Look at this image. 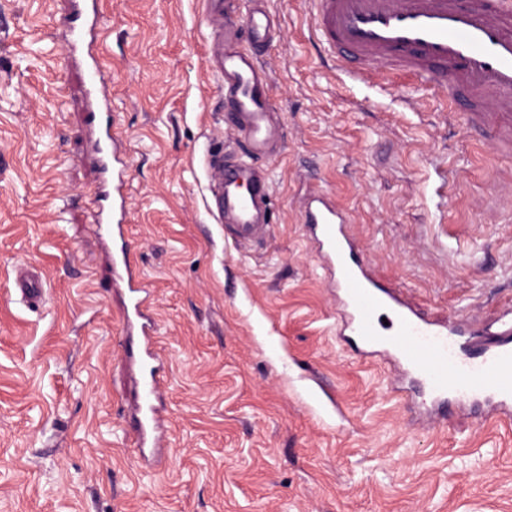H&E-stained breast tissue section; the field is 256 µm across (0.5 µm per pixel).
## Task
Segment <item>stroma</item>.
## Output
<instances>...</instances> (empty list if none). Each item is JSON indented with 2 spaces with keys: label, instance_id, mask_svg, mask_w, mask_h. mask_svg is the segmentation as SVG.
<instances>
[{
  "label": "stroma",
  "instance_id": "1",
  "mask_svg": "<svg viewBox=\"0 0 512 512\" xmlns=\"http://www.w3.org/2000/svg\"><path fill=\"white\" fill-rule=\"evenodd\" d=\"M262 58L284 132L260 158L271 224L241 246L210 214L206 146L243 145L205 68L202 0H100L99 52L129 178L131 262L167 374L161 447L130 444L141 374L128 290L88 217L103 174L84 124L64 0H0V512H512V425L448 400L443 431L403 408L394 366L336 334L299 221L333 194L372 271L475 336L512 297V155L449 119L446 91L348 80L303 0H270ZM20 266L45 300L16 305Z\"/></svg>",
  "mask_w": 512,
  "mask_h": 512
}]
</instances>
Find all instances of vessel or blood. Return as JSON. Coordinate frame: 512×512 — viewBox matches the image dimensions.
<instances>
[{
    "label": "vessel or blood",
    "mask_w": 512,
    "mask_h": 512,
    "mask_svg": "<svg viewBox=\"0 0 512 512\" xmlns=\"http://www.w3.org/2000/svg\"><path fill=\"white\" fill-rule=\"evenodd\" d=\"M64 18L71 47L83 50L89 109L96 131L95 152L101 168L112 171L95 193V224L112 237V266L125 275L131 322L144 339L155 336L147 322L148 285L129 261L126 233V179L121 142L112 132L111 75L92 46L100 36L97 0H72ZM311 37L320 49L346 60L345 75L354 81L381 67L448 89V113L499 154L512 153V0H306ZM274 17L262 0H247L230 35H216L205 63L231 102L230 122L245 144L232 164L223 149L208 150L204 166L210 185L218 186L211 210L236 243L259 244L270 226L267 172L258 158L269 155L282 133L272 120L270 83L257 52L268 46ZM301 224L333 270L332 285L343 306L340 329L357 336L365 348L391 349L415 383L431 392L436 407L449 393L485 403L486 422L512 421V304L486 330L487 345L479 360H469L462 329L426 319L410 307L399 288L377 280L351 233V217L328 192L304 200ZM20 299L38 307L37 281L15 275ZM391 315L392 334H381V312ZM161 367L153 354L143 358L139 439L156 426L161 397Z\"/></svg>",
    "instance_id": "obj_1"
}]
</instances>
